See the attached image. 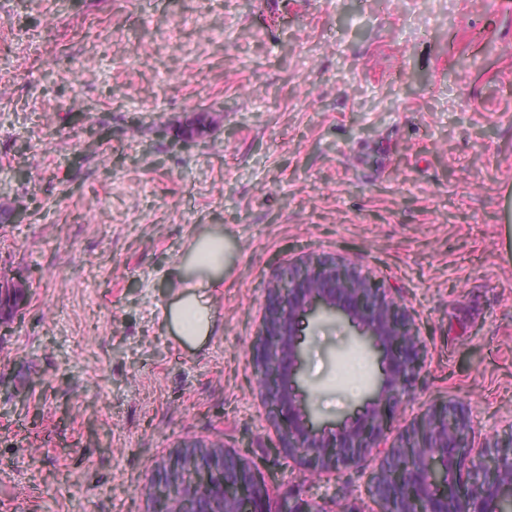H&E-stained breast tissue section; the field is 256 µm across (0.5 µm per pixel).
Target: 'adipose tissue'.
<instances>
[{
  "label": "adipose tissue",
  "mask_w": 512,
  "mask_h": 512,
  "mask_svg": "<svg viewBox=\"0 0 512 512\" xmlns=\"http://www.w3.org/2000/svg\"><path fill=\"white\" fill-rule=\"evenodd\" d=\"M225 244L223 234L203 232L185 254L182 292L167 309L165 320L186 341H201L214 325L210 290L222 281Z\"/></svg>",
  "instance_id": "ef3b65f1"
}]
</instances>
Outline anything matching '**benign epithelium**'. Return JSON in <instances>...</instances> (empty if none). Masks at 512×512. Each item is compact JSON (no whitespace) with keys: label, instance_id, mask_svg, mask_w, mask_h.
Returning a JSON list of instances; mask_svg holds the SVG:
<instances>
[{"label":"benign epithelium","instance_id":"obj_1","mask_svg":"<svg viewBox=\"0 0 512 512\" xmlns=\"http://www.w3.org/2000/svg\"><path fill=\"white\" fill-rule=\"evenodd\" d=\"M322 311L350 319L386 353L385 379L367 411L332 432L297 397L301 319ZM257 384L274 419L285 427L279 452L313 472L346 470L367 454L377 459L371 495L381 512H498L512 504V438L475 447L467 409L433 405L391 442L390 410L416 386L424 349L407 308L384 283L334 257L311 258L270 281L258 343L252 349ZM176 463L162 464L153 482L191 480L180 495L147 500V512H269L264 480L221 442L185 441Z\"/></svg>","mask_w":512,"mask_h":512}]
</instances>
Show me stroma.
<instances>
[{
	"instance_id": "obj_1",
	"label": "stroma",
	"mask_w": 512,
	"mask_h": 512,
	"mask_svg": "<svg viewBox=\"0 0 512 512\" xmlns=\"http://www.w3.org/2000/svg\"><path fill=\"white\" fill-rule=\"evenodd\" d=\"M0 203V275L44 271L0 329V512H146L190 439L242 452L272 512H373L372 459L309 474L257 388L265 286L316 255L415 324L394 433L456 400L512 437V0H0ZM211 229L230 257L195 346L164 310ZM357 333L302 326L296 387L330 420L364 409L348 358L382 378Z\"/></svg>"
}]
</instances>
